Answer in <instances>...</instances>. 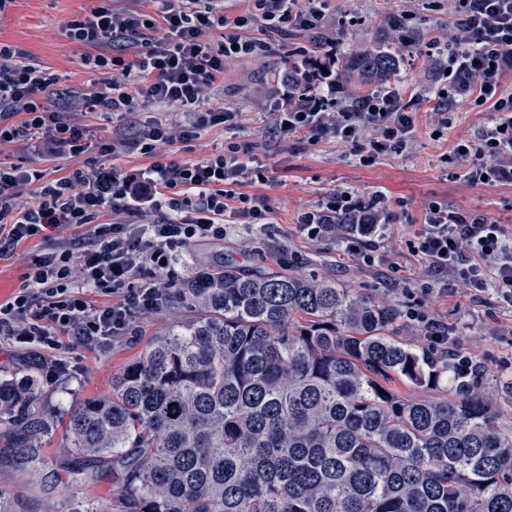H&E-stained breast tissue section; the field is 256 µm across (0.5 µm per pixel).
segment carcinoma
<instances>
[{
  "instance_id": "1",
  "label": "carcinoma",
  "mask_w": 512,
  "mask_h": 512,
  "mask_svg": "<svg viewBox=\"0 0 512 512\" xmlns=\"http://www.w3.org/2000/svg\"><path fill=\"white\" fill-rule=\"evenodd\" d=\"M400 55L366 47V89ZM192 314L67 416L63 512H512V425L462 354L396 338V305L293 271L204 264L172 293ZM399 378L448 396L402 398ZM37 377L0 380V459L45 465L57 424ZM103 479L112 495L88 496Z\"/></svg>"
}]
</instances>
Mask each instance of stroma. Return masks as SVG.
<instances>
[{
  "label": "stroma",
  "instance_id": "obj_1",
  "mask_svg": "<svg viewBox=\"0 0 512 512\" xmlns=\"http://www.w3.org/2000/svg\"><path fill=\"white\" fill-rule=\"evenodd\" d=\"M336 36L338 58H346L366 44H386L387 28L394 15L411 11V26L417 29L415 49L405 53L394 81L404 99L413 100L418 122L411 144L400 153L379 157L373 165L358 163L346 147L333 141L311 142L300 135H284L272 128L277 79L287 70L291 50H314L312 36L296 32L285 41L276 40L266 57L229 59L224 78L214 85L208 106L236 113L233 125L201 132L196 139L168 147L170 158L195 161L210 155L216 146L235 142L246 149L255 164L267 168L268 182L245 185L249 194L267 198L274 212L268 224H230L223 240L191 246L171 265L170 276L181 282L192 277L202 260L229 258L244 268L289 269L321 280H333L374 298L397 305L401 317L395 333L402 342L425 349L411 322L409 310L425 307L435 319L458 336L466 355L482 360L496 375L488 393L503 424L512 423V394L500 380L512 378V307L497 303L494 294L471 296L461 288L423 298L425 273L408 248L412 233L423 223L426 203L440 201L463 213H489L512 227V186L488 187L465 183L447 163L454 145L475 139L487 116L462 105L443 136L429 135V109L436 88L422 81L428 53L434 44L446 42L455 16L448 0H322ZM94 0H14L0 14V42L16 47L27 57L50 68L60 77L49 96L54 109L96 127L99 135L132 134L150 117L177 122L175 108L147 106L139 112L111 117L90 112L85 94L94 71L82 63L92 47L70 41L64 24L89 12ZM339 189L361 196L382 192L397 220L389 228L385 248L393 250L397 266L363 267L339 243L313 240L302 233L297 218L301 210ZM42 245L32 240L19 245L10 259L0 260V300L12 295L22 283ZM185 313L184 307L168 303L161 311L134 317V334L113 338L102 348L66 346L61 354L73 366L71 375L46 385L47 401L57 404L103 398L112 391V378L138 358L146 344ZM64 427L43 443L47 465L30 472L9 464L0 465V490L9 493L14 512H62V486L56 463L66 455Z\"/></svg>",
  "mask_w": 512,
  "mask_h": 512
}]
</instances>
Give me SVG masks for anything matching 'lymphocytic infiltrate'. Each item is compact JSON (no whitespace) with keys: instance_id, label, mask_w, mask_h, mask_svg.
I'll use <instances>...</instances> for the list:
<instances>
[{"instance_id":"1","label":"lymphocytic infiltrate","mask_w":512,"mask_h":512,"mask_svg":"<svg viewBox=\"0 0 512 512\" xmlns=\"http://www.w3.org/2000/svg\"><path fill=\"white\" fill-rule=\"evenodd\" d=\"M155 2L149 14L97 0L90 14L65 25L74 42L112 45L83 59L98 73L87 94L92 105L114 113L148 103L182 109L179 123L156 119L131 136H97L63 118L40 97L56 75L0 43V145L22 144L34 162L30 168L0 162V258L32 239L46 244L22 285L0 301V337L21 357L41 362L50 379L68 370L59 355L65 342L101 347L130 329L134 313L161 310L170 288L161 275L192 244L223 239L227 219L270 222L267 199L242 190L267 182V170L244 161L238 146L200 161H177L165 151L234 120V113L203 107L224 77L225 59L265 56L270 34L312 33L320 51L305 54L303 79H278L276 131L340 143L364 166L403 151L415 131L413 104L398 89L383 84L364 95L338 78L336 43L319 0H249L246 12L231 19L224 0ZM452 2L454 28L430 53L424 72L440 92L430 134L440 137L451 126L457 104L486 113L477 138L457 143L450 161L465 181L512 185V91L504 87L512 73V0ZM129 44L139 47L132 59L124 53ZM122 154L152 163L128 170L110 166ZM81 156L83 167L64 172L65 162ZM46 163L56 177L43 171ZM28 186L33 199L24 204L21 191ZM394 221L382 193L362 198L341 190L298 219L307 237L336 241L363 262L386 266L391 258L376 256V244ZM409 246L439 279L470 292H494L512 305V234L491 215H465L429 202ZM147 271L153 281L135 285Z\"/></svg>"}]
</instances>
